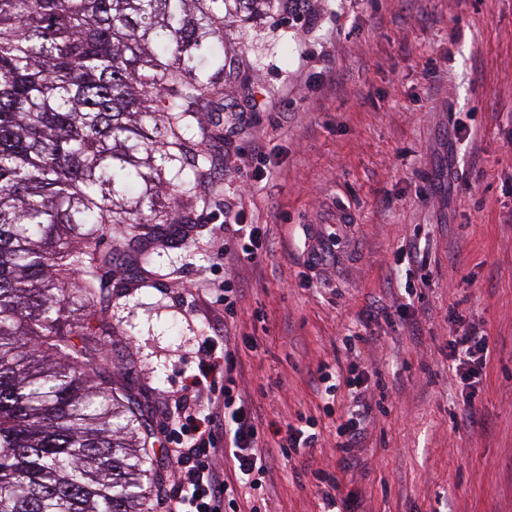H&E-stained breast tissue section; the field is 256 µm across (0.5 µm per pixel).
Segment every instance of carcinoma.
Masks as SVG:
<instances>
[{"label": "carcinoma", "instance_id": "cac0c4a2", "mask_svg": "<svg viewBox=\"0 0 512 512\" xmlns=\"http://www.w3.org/2000/svg\"><path fill=\"white\" fill-rule=\"evenodd\" d=\"M275 2L0 0V512H149L161 493L141 403L97 378L100 272L180 233L228 23Z\"/></svg>", "mask_w": 512, "mask_h": 512}]
</instances>
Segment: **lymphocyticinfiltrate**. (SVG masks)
I'll return each instance as SVG.
<instances>
[{
	"mask_svg": "<svg viewBox=\"0 0 512 512\" xmlns=\"http://www.w3.org/2000/svg\"><path fill=\"white\" fill-rule=\"evenodd\" d=\"M224 251L236 258L259 262L264 256L258 225L233 223L224 227ZM238 349L219 345L212 336L202 342L193 389L207 392L212 406L190 407L187 398L174 402L165 431L166 452L173 483L151 512H241L238 491H253L250 512H261L273 469L260 442L265 435L252 401L243 395L234 377ZM448 359L462 386L466 406H473L483 369L490 360L487 336L468 331L448 338ZM353 407L336 424V452L341 469H349L363 440V424L370 415L363 375L349 378Z\"/></svg>",
	"mask_w": 512,
	"mask_h": 512,
	"instance_id": "1",
	"label": "lymphocytic infiltrate"
}]
</instances>
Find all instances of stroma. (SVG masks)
<instances>
[{
    "label": "stroma",
    "mask_w": 512,
    "mask_h": 512,
    "mask_svg": "<svg viewBox=\"0 0 512 512\" xmlns=\"http://www.w3.org/2000/svg\"><path fill=\"white\" fill-rule=\"evenodd\" d=\"M229 37L240 75L210 117L244 119L212 147L197 198L183 199L181 238L155 245L147 269L113 266L99 373L132 360L127 382L162 468L161 424L202 338L230 336L240 384L272 429L270 512H321L306 475L316 467L362 512H512V0H315L301 22L278 8L232 23ZM257 138L272 149L270 176L249 183L224 154L250 158ZM340 207L351 218L341 226ZM228 211L264 225L259 266L217 259ZM413 236L430 281L412 315L367 318L371 302L391 306L383 276ZM228 273L242 290L229 326L209 301ZM364 320L377 343L346 349ZM472 320L491 349L476 428L448 362L449 335ZM359 357L375 368L373 421L344 471L335 417L348 392L326 416L311 376ZM300 413L321 439L283 457L277 433Z\"/></svg>",
    "instance_id": "stroma-1"
}]
</instances>
